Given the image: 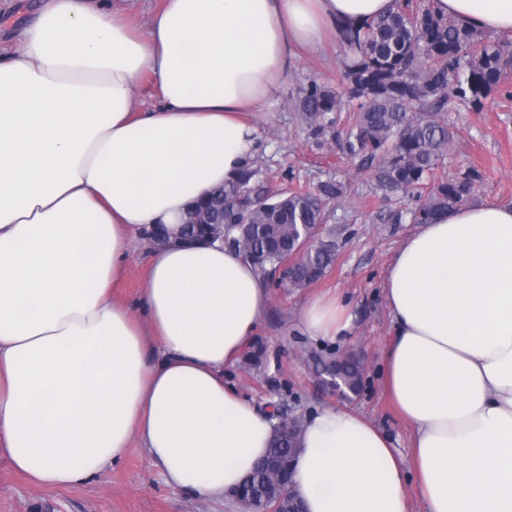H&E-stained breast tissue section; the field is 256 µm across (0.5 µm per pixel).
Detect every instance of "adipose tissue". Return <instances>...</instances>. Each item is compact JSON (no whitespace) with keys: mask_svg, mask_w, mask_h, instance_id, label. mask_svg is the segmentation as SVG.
<instances>
[{"mask_svg":"<svg viewBox=\"0 0 512 512\" xmlns=\"http://www.w3.org/2000/svg\"><path fill=\"white\" fill-rule=\"evenodd\" d=\"M394 0H163L143 27L102 0H43L0 56V451L45 488L86 483L139 442L167 483L224 500L265 453L272 420L224 381L270 301L223 243L180 244L181 218L247 169L242 115L318 50ZM512 32V0H431ZM161 102H132L143 81ZM150 243L138 300L114 294ZM385 299L384 382L410 453L361 413L308 416L292 491L306 512H512V204L440 214L403 241ZM311 297L312 339L347 335Z\"/></svg>","mask_w":512,"mask_h":512,"instance_id":"1","label":"adipose tissue"}]
</instances>
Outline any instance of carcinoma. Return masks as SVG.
<instances>
[{"instance_id": "obj_1", "label": "carcinoma", "mask_w": 512, "mask_h": 512, "mask_svg": "<svg viewBox=\"0 0 512 512\" xmlns=\"http://www.w3.org/2000/svg\"><path fill=\"white\" fill-rule=\"evenodd\" d=\"M337 29L352 52L345 87L335 93L310 81L300 99L302 120L322 129L328 113L341 111L343 98L357 102L345 146L359 168L373 171L374 193L415 199L409 211L414 224H428L439 212L465 204L479 178L473 168L440 178L427 193L421 186L453 145L454 131L443 119L451 101L479 106L495 91L512 98V87L504 81L512 68V41H488L413 0H396L395 11L358 28L340 24ZM222 189L224 204L209 196L193 207L203 220L191 225L193 238H211L214 225H226L224 237L243 247L245 259L265 277L296 252L299 262L290 283L297 287L319 281L335 264L337 241L319 238L318 231L323 206L342 195L341 184H323L315 192H274L256 179V171L246 169ZM318 364L322 374L336 376L350 393L361 392L364 369L351 355L320 358ZM299 433V427L285 424L269 447L285 483ZM270 491L266 474L255 470L240 494L259 502Z\"/></svg>"}]
</instances>
